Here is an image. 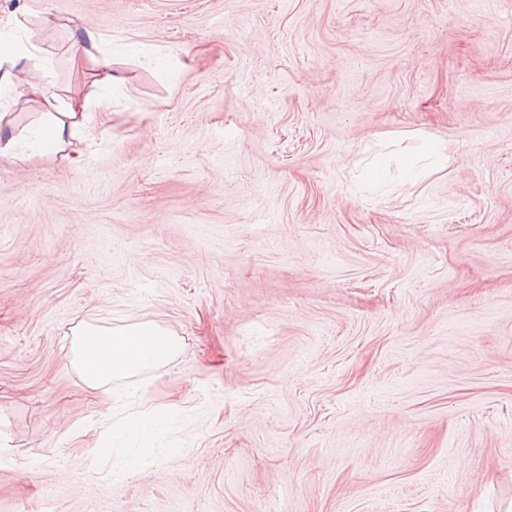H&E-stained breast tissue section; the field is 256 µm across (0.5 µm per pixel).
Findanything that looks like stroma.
I'll use <instances>...</instances> for the list:
<instances>
[{
  "mask_svg": "<svg viewBox=\"0 0 512 512\" xmlns=\"http://www.w3.org/2000/svg\"><path fill=\"white\" fill-rule=\"evenodd\" d=\"M0 41L54 71L16 129L90 98L0 158V512L512 502V0H0ZM145 321L149 437L72 362ZM88 100L78 94L69 98L60 112H45L40 124L25 135L15 133L0 114V157L23 159L26 151L57 153L64 151L75 136Z\"/></svg>",
  "mask_w": 512,
  "mask_h": 512,
  "instance_id": "obj_1",
  "label": "stroma"
}]
</instances>
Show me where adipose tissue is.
Returning a JSON list of instances; mask_svg holds the SVG:
<instances>
[{
    "label": "adipose tissue",
    "mask_w": 512,
    "mask_h": 512,
    "mask_svg": "<svg viewBox=\"0 0 512 512\" xmlns=\"http://www.w3.org/2000/svg\"><path fill=\"white\" fill-rule=\"evenodd\" d=\"M87 103V98L72 96L61 111L45 113L40 124L23 135L0 120V157L20 160L29 151L43 154L63 151L74 137ZM87 331L94 336L100 355L87 363L78 353L74 356L75 363L81 364L85 379L93 388L115 378H127L122 392L126 399L142 398L137 375L168 361L178 350L176 339L151 321L116 332L93 325Z\"/></svg>",
    "instance_id": "adipose-tissue-1"
}]
</instances>
